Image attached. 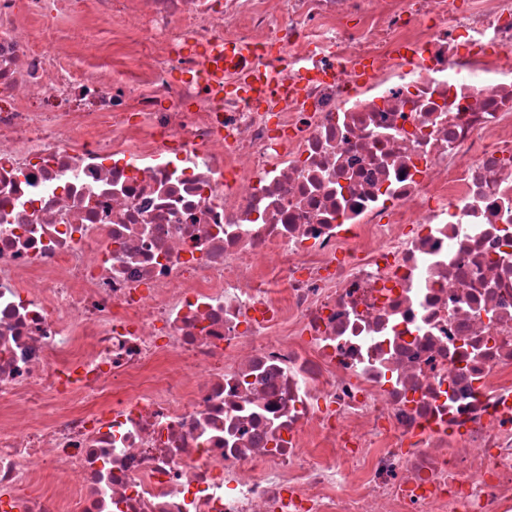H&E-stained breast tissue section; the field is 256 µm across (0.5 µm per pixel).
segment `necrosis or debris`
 Wrapping results in <instances>:
<instances>
[{
	"label": "necrosis or debris",
	"mask_w": 512,
	"mask_h": 512,
	"mask_svg": "<svg viewBox=\"0 0 512 512\" xmlns=\"http://www.w3.org/2000/svg\"><path fill=\"white\" fill-rule=\"evenodd\" d=\"M0 512H512V0H0ZM188 51L190 54L201 57L203 62L206 63L194 75L197 83L206 91L216 94H223L224 92V86L217 84L213 80L214 74L222 67L220 63L223 61V51L224 63L226 65L232 64L245 70L249 69V57L252 53L251 50L228 46L227 43H224V48L219 44L212 47L191 46Z\"/></svg>",
	"instance_id": "obj_1"
}]
</instances>
